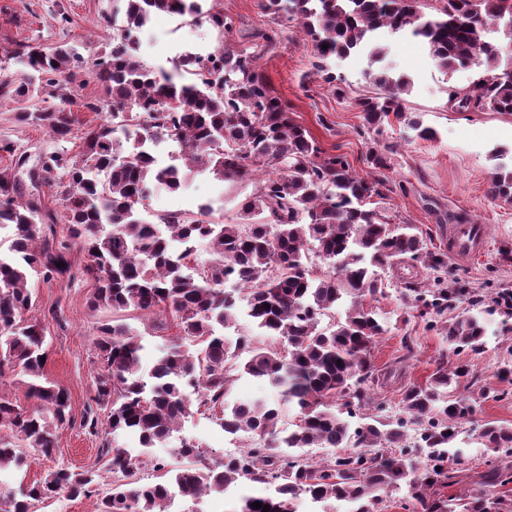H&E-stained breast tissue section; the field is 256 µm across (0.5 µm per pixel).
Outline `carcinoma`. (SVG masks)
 <instances>
[{
    "label": "carcinoma",
    "instance_id": "1",
    "mask_svg": "<svg viewBox=\"0 0 512 512\" xmlns=\"http://www.w3.org/2000/svg\"><path fill=\"white\" fill-rule=\"evenodd\" d=\"M123 2L99 16V26L112 31L109 50L94 62L104 95L86 103L108 118L84 132L79 154L44 156L43 171L62 180L63 216L39 198H22L20 183L0 172V231L9 240L0 248V377L10 370L25 377L33 400L25 410L0 397V430H6L0 472L22 470L30 452L52 456L57 432L70 422L67 391L44 375L43 325L25 314L34 306L31 278L66 271L67 251L77 246L88 256L85 272L95 283L89 306L115 314L96 327L95 338L102 374L93 401L110 435L99 457L115 475L98 512H166L172 488L194 504L239 480L270 492L242 498L233 512H262L255 502L269 512H295L301 494L321 505L319 512H333V501L352 504L353 512H379L384 495L401 487L412 512H512V499L503 496L480 491L444 499L433 491L459 483L450 448L475 407L468 397H451L450 387L470 375L468 364H442L425 384L407 388L397 422L353 423L371 401V351L387 333L367 304L384 293L378 271L413 262L436 272L447 266V255L429 248L423 230L392 222L382 206L393 192L386 175L393 146L374 142L368 150L372 175L354 173L347 156L325 151L293 120L288 102L257 70L258 52L248 47L224 43L220 55L206 61L189 53L174 71L147 66L142 33L153 16L204 21L224 40L234 20L207 0ZM260 7L298 22L316 73L338 96L346 93L344 78L323 62L361 50L375 60L383 53L375 38L399 34L417 39L442 70H474L468 85L448 88L454 111L512 113V67L501 66L490 38L496 30L512 40V0H443L435 15L423 11L422 0H260ZM11 58L24 74L1 80L0 97L18 104L16 120L46 127L57 142L70 141L76 122L70 86L79 54L68 46L39 51L20 42ZM367 77L374 92L358 99L366 131L379 135L395 119L418 139L436 138L434 128L407 114V78L385 71ZM165 137L184 145L177 166L152 157L153 142ZM200 173L232 186L245 182L251 191L231 215L215 217L207 204L193 215L165 213L157 224L142 217L155 188L177 193ZM490 192L512 201V168H495ZM60 220L68 225L66 241L46 233ZM198 243L209 247L211 258L196 272L191 263ZM229 279L240 285L247 317L277 344L224 336L238 320L237 298L223 288ZM401 288L436 316L455 296L412 280ZM126 312L151 316L157 333L177 329L146 376L140 373L144 345L121 319ZM447 335L457 347L477 352L486 326L480 316L464 313L448 323ZM240 373L265 381L277 399H230ZM287 404L297 419L285 426L281 406ZM201 410L226 434H251L254 447L211 464L200 445L184 440L178 456L186 463L171 468L166 481L144 483L137 456L112 443L132 432L141 447L164 448ZM409 423L419 426L421 461L406 445ZM479 439L512 455V426L486 423ZM303 448L335 453L310 462L297 454ZM95 484L93 470L61 467L28 484L21 497L8 492L3 499L8 512H36L62 492L86 496ZM508 484L512 468L481 475L483 487Z\"/></svg>",
    "mask_w": 512,
    "mask_h": 512
}]
</instances>
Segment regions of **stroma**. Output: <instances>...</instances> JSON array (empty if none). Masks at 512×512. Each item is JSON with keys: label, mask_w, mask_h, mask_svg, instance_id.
<instances>
[{"label": "stroma", "mask_w": 512, "mask_h": 512, "mask_svg": "<svg viewBox=\"0 0 512 512\" xmlns=\"http://www.w3.org/2000/svg\"><path fill=\"white\" fill-rule=\"evenodd\" d=\"M117 5L118 0H0V80L17 75L18 67L10 52L19 41L46 48L68 45L82 56L81 85L74 88L71 105L77 120L75 136L66 144L72 155L79 152L85 128L102 121L101 115L85 109L84 104L102 95L93 78V64L106 50L110 35L97 27V18ZM213 6L235 21L233 33L225 40L230 46L262 45L263 34L276 32L275 44L265 47L260 55L261 73L274 92L288 100L294 119L309 130L320 147L346 154L359 174L370 172L366 160L370 139L360 134L362 118L355 106L356 98L372 90L365 79L366 71L389 66L409 76L407 110L435 128L438 137L432 142L414 140L400 125L385 128L380 139L394 147L387 175L400 186L399 191L390 194L386 207L397 221L419 225L430 233L434 245L443 248L448 245L453 216L485 226L480 254L473 258L449 257L448 274L469 292L468 297L456 301V309L483 316L487 340L480 353L457 351L444 331L428 328L419 310L411 308L400 287L399 271L385 270V294L373 307L387 319L388 332L372 351L379 382L372 389L369 411L393 420L399 415V402L406 388L424 383L440 364L471 362V377L461 380L454 393L479 399V412L473 422L460 428L453 443L459 452V483L439 488L438 493L449 497L477 488L487 466L511 468L512 455L487 451L477 436L487 422L512 425V381L502 382L496 377L497 369L512 360V314L495 302L497 294L512 291V201L489 192L495 164L512 162V114L451 110L448 87L468 85L472 71H440L420 44L406 36L386 37L388 53L374 64L362 53L328 59L330 71L344 76L348 83L346 96L337 97L315 73L311 47L295 22L283 15L265 13L259 0H214ZM197 42L217 47L224 41L210 26L189 25L176 17L158 15L149 24L142 59L149 66H164L181 47ZM15 112L13 103L0 102V141L13 142L27 155L25 166L17 174L23 192L40 196L48 208L62 212L59 181L42 171L43 156L57 150L58 144L44 127L17 123ZM231 197L222 183L203 173L180 193L151 194L147 209L157 212L178 208L192 213L202 203L219 207L229 203ZM68 261L67 272L47 281L32 280L36 305L30 315L45 327V372L67 389L71 423L60 430L52 457L31 456L27 473L0 476V482L16 494L27 483L59 467L95 468L99 492L111 488L114 481L111 470L97 457L103 434L90 433L83 425L94 395V380L101 371L94 328L97 322L111 319L112 313L107 309L94 312L87 306L94 283L84 272V253L71 250ZM488 390L506 392L507 397L482 399V392ZM180 435L200 444L212 460L253 444L250 434L224 435L215 422L200 414L185 420Z\"/></svg>", "instance_id": "obj_1"}]
</instances>
